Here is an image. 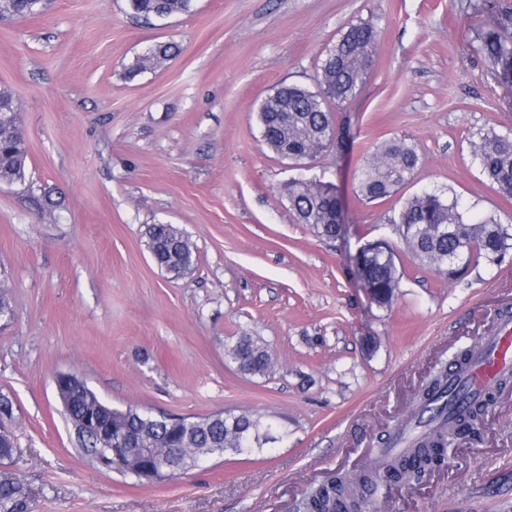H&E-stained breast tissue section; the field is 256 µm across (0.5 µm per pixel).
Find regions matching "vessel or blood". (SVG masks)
Masks as SVG:
<instances>
[{"instance_id":"b4317fda","label":"vessel or blood","mask_w":512,"mask_h":512,"mask_svg":"<svg viewBox=\"0 0 512 512\" xmlns=\"http://www.w3.org/2000/svg\"><path fill=\"white\" fill-rule=\"evenodd\" d=\"M512 372V317L499 318L495 328L483 337L471 369L461 380L462 386L473 395L493 382L502 373Z\"/></svg>"}]
</instances>
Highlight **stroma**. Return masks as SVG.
Returning a JSON list of instances; mask_svg holds the SVG:
<instances>
[{
  "label": "stroma",
  "mask_w": 512,
  "mask_h": 512,
  "mask_svg": "<svg viewBox=\"0 0 512 512\" xmlns=\"http://www.w3.org/2000/svg\"><path fill=\"white\" fill-rule=\"evenodd\" d=\"M380 34L370 76L334 107L338 146L295 164L263 142L258 109L284 84L314 87L320 59L351 23ZM472 0H195L142 22L126 0H52L0 22V89L17 98L24 183L0 184V395L33 512H296L332 476L379 460L431 375L474 348L512 308V252L448 281L410 255L394 303L366 293L364 242H402L393 202L362 203L354 175L374 143L404 138L421 162L404 190L460 198L512 232V198L471 156L478 132L512 131V84L473 48ZM159 42L178 54L128 77ZM336 185L332 239L297 223L290 181ZM170 224L196 249L177 277L147 249ZM260 338L273 370L246 377L224 358ZM73 372L106 404L155 415L250 413L281 441L231 452L142 485L90 466L55 393ZM379 512H512V386L476 432L418 481L387 482Z\"/></svg>",
  "instance_id": "stroma-1"
}]
</instances>
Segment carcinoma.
I'll list each match as a JSON object with an SVG mask.
<instances>
[{"mask_svg": "<svg viewBox=\"0 0 512 512\" xmlns=\"http://www.w3.org/2000/svg\"><path fill=\"white\" fill-rule=\"evenodd\" d=\"M194 0H127L132 15L145 21L167 19L188 13ZM51 0H0V13L12 18L34 17L49 9ZM483 12L491 17L478 34L477 53L491 65L495 77L512 84V11L485 0ZM379 47V33L368 23L347 26L336 43L326 51L318 65L316 89L289 84L280 86L258 109L262 139L279 156L315 155L334 146L331 126L335 125L330 104L354 99L367 82L369 70ZM179 52L173 43H159L137 58L129 71L134 76L153 69ZM19 106L14 95L0 90V183L22 182L28 168V150L19 131ZM472 155L496 190L512 197V134L491 127L478 133L472 143ZM420 163L416 148L402 138L374 144L358 171L356 194L367 203L385 202L394 197L415 175ZM288 200L297 220L309 225L325 239L336 237V189L321 179L293 180L288 183ZM399 234L413 259L448 277L460 278L467 267L480 260L495 263L512 250V235L490 215L472 220L458 199L422 191L406 199L399 213ZM174 236L167 224H153L147 230V245L162 263L172 265L171 274L183 276L196 262L194 246L180 243L182 263L174 261L169 243ZM461 251L467 266H448V254ZM398 254L391 245L366 256L369 278L379 288L378 305L389 306L400 288ZM225 357L245 376H265L272 368L268 347L252 336L242 335L227 344ZM472 359L464 350L455 356L449 370L425 389L417 409L430 413L429 423L417 419L404 432L406 450L390 453L384 462L357 476L322 484L306 497L303 512H351L356 503L365 506L385 481L412 480L426 470L445 463L449 438L459 432L473 431L481 424L494 399V387L479 397L465 393L448 395V379L463 374ZM119 427L134 435L146 436L158 447L167 437L182 445L183 462L193 466L198 453L207 448L234 449L238 454L261 450L276 443L272 424L260 417L218 412L195 419L197 428L187 432L166 417L153 418L148 424L144 412L130 407L112 416ZM0 512H32L20 479L0 474Z\"/></svg>", "mask_w": 512, "mask_h": 512, "instance_id": "obj_1", "label": "carcinoma"}]
</instances>
